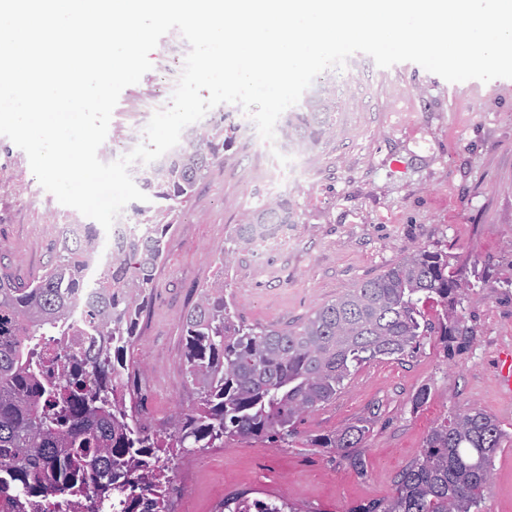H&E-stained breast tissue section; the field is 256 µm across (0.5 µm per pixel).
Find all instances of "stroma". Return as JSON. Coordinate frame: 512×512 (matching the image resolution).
Here are the masks:
<instances>
[{"mask_svg":"<svg viewBox=\"0 0 512 512\" xmlns=\"http://www.w3.org/2000/svg\"><path fill=\"white\" fill-rule=\"evenodd\" d=\"M189 44L178 31L151 52L152 68L128 86L98 151L112 162L145 140L152 114L169 105ZM327 101L336 132L311 146L280 116L274 142L263 140L240 105L211 109L181 135L182 148L200 144L220 121L234 125L233 144L184 206L139 329L149 332L127 359L158 382L150 413L161 430L170 418L195 415L199 385L186 377L181 318L205 287L223 285L236 315L250 325L296 326L320 305L380 277L416 251L455 257L463 278L483 274L458 306L454 346L428 334L401 357L367 364L335 398L302 414L283 442L228 437L220 448H194L175 458L191 468L182 512H224L226 490L258 485L288 495L295 512H354L393 496L400 472L420 454L440 418L479 408L505 438L492 466L482 512H512V394L498 383L499 352L512 348V79L492 86L450 83L421 66L378 67L366 54L349 57L339 74L317 76L290 113ZM307 162L303 184L274 185L257 172L259 154ZM288 204L289 224L277 235L288 249L255 254L221 249L254 210ZM85 216L61 205L33 175L28 158L0 136V266L21 282L50 264L64 228L62 216ZM423 403H416L419 391ZM351 424L367 433L355 456L316 447V439Z\"/></svg>","mask_w":512,"mask_h":512,"instance_id":"35a3bbf8","label":"stroma"}]
</instances>
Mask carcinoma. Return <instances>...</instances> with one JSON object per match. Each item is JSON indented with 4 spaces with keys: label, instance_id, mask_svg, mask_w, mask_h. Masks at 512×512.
I'll use <instances>...</instances> for the list:
<instances>
[{
    "label": "carcinoma",
    "instance_id": "carcinoma-1",
    "mask_svg": "<svg viewBox=\"0 0 512 512\" xmlns=\"http://www.w3.org/2000/svg\"><path fill=\"white\" fill-rule=\"evenodd\" d=\"M334 112H303L291 126L317 144L335 128ZM234 127L217 126L199 154L174 162L157 180L146 220L117 233L112 268L102 277L82 330L87 342L73 355L67 313L82 269L97 246L94 225L59 240L53 261L35 282L22 284L0 269V493L21 487L54 500L81 488L135 495L138 479L117 482L140 454L159 447L138 420L112 402V385L126 368L127 337L154 288L165 237L182 205L233 142ZM283 204H266L242 224L233 242L250 246L255 227L288 223ZM470 284L448 254L420 250L382 276L318 307L295 327L235 321L224 286L206 288L182 316L189 349L187 377L201 386L205 413L177 420L182 448H219L228 436L293 435L303 412L336 396L352 372L401 356L431 326L428 310L441 307L436 333L457 336L453 313ZM56 355L39 352L36 341ZM366 426L349 425L318 445L347 452L359 447ZM504 431L481 409L445 417L427 434L419 456L399 475L396 494L356 512H481L492 461Z\"/></svg>",
    "mask_w": 512,
    "mask_h": 512
}]
</instances>
